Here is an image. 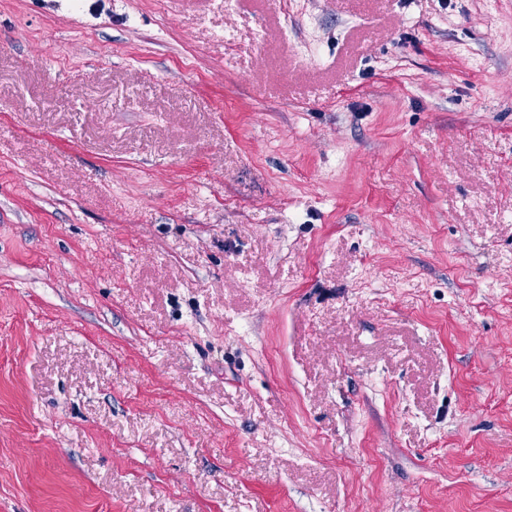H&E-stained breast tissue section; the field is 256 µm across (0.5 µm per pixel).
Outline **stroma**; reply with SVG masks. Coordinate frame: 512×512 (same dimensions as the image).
Masks as SVG:
<instances>
[{"mask_svg": "<svg viewBox=\"0 0 512 512\" xmlns=\"http://www.w3.org/2000/svg\"><path fill=\"white\" fill-rule=\"evenodd\" d=\"M0 512H512V0H0Z\"/></svg>", "mask_w": 512, "mask_h": 512, "instance_id": "stroma-1", "label": "stroma"}]
</instances>
